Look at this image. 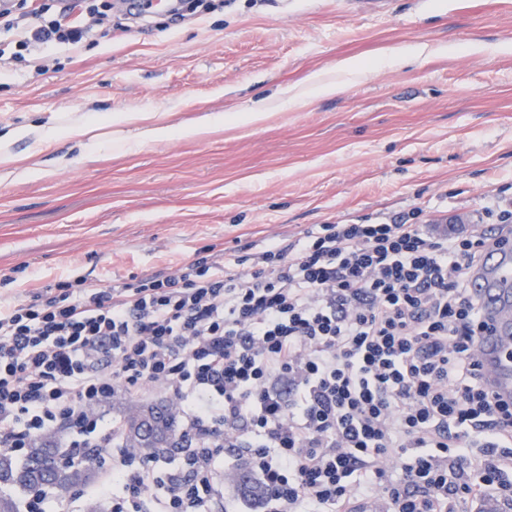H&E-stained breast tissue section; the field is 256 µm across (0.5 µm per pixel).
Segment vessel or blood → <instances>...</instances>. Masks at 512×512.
Returning a JSON list of instances; mask_svg holds the SVG:
<instances>
[{
    "label": "vessel or blood",
    "mask_w": 512,
    "mask_h": 512,
    "mask_svg": "<svg viewBox=\"0 0 512 512\" xmlns=\"http://www.w3.org/2000/svg\"><path fill=\"white\" fill-rule=\"evenodd\" d=\"M489 332L478 337L489 389L512 397V249L489 250L471 282Z\"/></svg>",
    "instance_id": "b4317fda"
}]
</instances>
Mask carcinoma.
Returning a JSON list of instances; mask_svg holds the SVG:
<instances>
[{"label":"carcinoma","mask_w":512,"mask_h":512,"mask_svg":"<svg viewBox=\"0 0 512 512\" xmlns=\"http://www.w3.org/2000/svg\"><path fill=\"white\" fill-rule=\"evenodd\" d=\"M138 406L130 405L123 414V445L128 451L148 459L161 451H176L179 432L176 416L170 411L166 415V429L152 438L140 436L136 426ZM102 451L90 448L86 451L84 463L68 461L69 449L53 441L40 439L33 443L27 458L16 462L9 456H0V487L18 488L24 492L40 494L45 490L67 493L78 487H90L99 477V455Z\"/></svg>","instance_id":"cac0c4a2"}]
</instances>
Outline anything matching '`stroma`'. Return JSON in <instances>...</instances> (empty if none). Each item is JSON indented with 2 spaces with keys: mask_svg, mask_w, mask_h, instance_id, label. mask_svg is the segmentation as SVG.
<instances>
[{
  "mask_svg": "<svg viewBox=\"0 0 512 512\" xmlns=\"http://www.w3.org/2000/svg\"><path fill=\"white\" fill-rule=\"evenodd\" d=\"M111 32L13 60L0 32V135L80 118L156 112L179 125L262 105L257 125L139 144L141 122L101 147L12 142L37 166L0 165V297L173 273L200 252L296 239L316 224H422L512 203V0H215L197 17ZM425 43L436 55L392 65ZM340 93L289 103L340 61Z\"/></svg>",
  "mask_w": 512,
  "mask_h": 512,
  "instance_id": "obj_1",
  "label": "stroma"
}]
</instances>
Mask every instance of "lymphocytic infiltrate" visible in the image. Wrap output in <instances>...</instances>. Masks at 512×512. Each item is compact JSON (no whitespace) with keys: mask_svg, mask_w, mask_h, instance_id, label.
<instances>
[{"mask_svg":"<svg viewBox=\"0 0 512 512\" xmlns=\"http://www.w3.org/2000/svg\"><path fill=\"white\" fill-rule=\"evenodd\" d=\"M95 0H0L18 50L76 46ZM475 234L430 224H317L249 258L199 257L106 288L60 285L0 301V455L63 433L121 442L98 410L167 389L189 448L167 468L123 452L99 489L112 512H216L218 459L237 453L267 512H466L512 502V400L492 396L470 288L512 245V209ZM396 469H389V462Z\"/></svg>","mask_w":512,"mask_h":512,"instance_id":"1","label":"lymphocytic infiltrate"}]
</instances>
